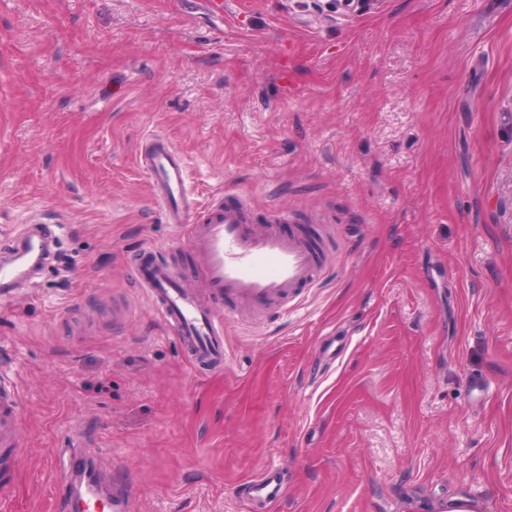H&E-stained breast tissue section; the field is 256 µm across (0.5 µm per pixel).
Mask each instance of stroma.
<instances>
[{
	"mask_svg": "<svg viewBox=\"0 0 512 512\" xmlns=\"http://www.w3.org/2000/svg\"><path fill=\"white\" fill-rule=\"evenodd\" d=\"M0 0V235L61 225L0 302L23 394L5 512H59L77 431L133 512H512V0ZM161 137L203 205L334 234L290 313L224 325L200 371L132 278L199 269L136 157ZM335 347L337 360L322 354ZM242 486L245 493L241 501L246 510H252L253 503L262 505V512H274L280 500L284 483L279 468L270 466L262 469L256 476L246 479Z\"/></svg>",
	"mask_w": 512,
	"mask_h": 512,
	"instance_id": "obj_1",
	"label": "stroma"
}]
</instances>
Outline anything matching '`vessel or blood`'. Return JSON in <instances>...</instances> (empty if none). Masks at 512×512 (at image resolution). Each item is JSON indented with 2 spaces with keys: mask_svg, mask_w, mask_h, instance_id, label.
<instances>
[{
  "mask_svg": "<svg viewBox=\"0 0 512 512\" xmlns=\"http://www.w3.org/2000/svg\"><path fill=\"white\" fill-rule=\"evenodd\" d=\"M148 175L153 198L162 204L167 224L185 231L203 270L198 290L182 282L179 266L141 257L130 271L146 293L181 352L199 370L220 368L226 357L224 314L219 301L257 316L295 307L303 289L317 284L334 257L331 241L319 242L282 225L292 214L274 211L266 227L249 222L246 201L202 208L188 184L185 163L177 150L161 138L138 155ZM57 236L51 225L31 224L0 247V297H11L16 287L45 266ZM22 394L11 376L0 375V447L16 442ZM244 505L261 504L275 512L284 483L279 468L270 466L244 481ZM55 494L63 512H90L93 503L125 500L126 490L103 488L98 481L73 473L57 483Z\"/></svg>",
  "mask_w": 512,
  "mask_h": 512,
  "instance_id": "b4317fda",
  "label": "vessel or blood"
}]
</instances>
